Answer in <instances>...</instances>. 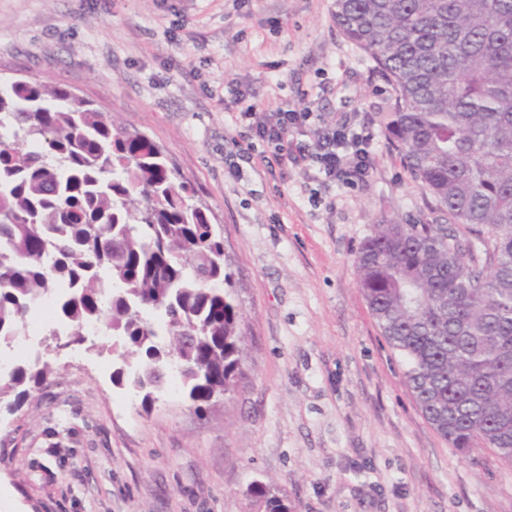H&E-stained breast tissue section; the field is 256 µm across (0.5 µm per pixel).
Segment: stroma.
I'll return each mask as SVG.
<instances>
[{"label": "stroma", "instance_id": "stroma-1", "mask_svg": "<svg viewBox=\"0 0 512 512\" xmlns=\"http://www.w3.org/2000/svg\"><path fill=\"white\" fill-rule=\"evenodd\" d=\"M333 0H0V81L93 101L147 136L224 235L242 375L197 411L181 385L151 404L113 384L108 338L42 347L51 367L0 412V512H512V465L462 457L424 417L359 288L375 224L426 212L376 123L386 86L336 29ZM264 111L321 113L366 138L344 183L246 163L224 84Z\"/></svg>", "mask_w": 512, "mask_h": 512}]
</instances>
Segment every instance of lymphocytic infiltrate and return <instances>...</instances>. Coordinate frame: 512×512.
<instances>
[{
  "mask_svg": "<svg viewBox=\"0 0 512 512\" xmlns=\"http://www.w3.org/2000/svg\"><path fill=\"white\" fill-rule=\"evenodd\" d=\"M229 105L238 107L245 123L235 144L243 160H251V140L272 145L273 152L264 161L265 167L292 162L318 168L326 177L349 180L363 176L368 170L363 137L344 124L321 123L314 142L297 139L296 134L306 127L309 113L292 109L267 112L251 102L250 95L239 83L225 82Z\"/></svg>",
  "mask_w": 512,
  "mask_h": 512,
  "instance_id": "lymphocytic-infiltrate-1",
  "label": "lymphocytic infiltrate"
}]
</instances>
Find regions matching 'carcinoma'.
I'll use <instances>...</instances> for the list:
<instances>
[{
	"label": "carcinoma",
	"instance_id": "1",
	"mask_svg": "<svg viewBox=\"0 0 512 512\" xmlns=\"http://www.w3.org/2000/svg\"><path fill=\"white\" fill-rule=\"evenodd\" d=\"M331 17L389 86L377 121L433 214L375 225L359 288L433 428L461 455L512 464V0H333ZM194 196L156 144L91 101L0 84V345L48 301L71 343L95 326L139 358L112 382L143 401L174 367L195 402L230 392L239 310L224 235ZM49 372L16 363L0 400L19 408Z\"/></svg>",
	"mask_w": 512,
	"mask_h": 512
}]
</instances>
